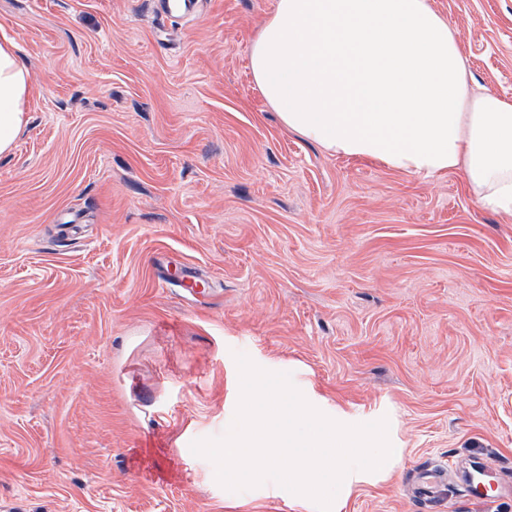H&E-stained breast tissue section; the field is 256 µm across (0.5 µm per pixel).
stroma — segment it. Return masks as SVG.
I'll return each mask as SVG.
<instances>
[{
  "label": "stroma",
  "instance_id": "stroma-1",
  "mask_svg": "<svg viewBox=\"0 0 512 512\" xmlns=\"http://www.w3.org/2000/svg\"><path fill=\"white\" fill-rule=\"evenodd\" d=\"M512 100V0H431ZM275 0H0L31 77L0 157V512H317L234 493L235 354L343 424L388 418L398 466L344 512H512V218L464 174L328 154L256 88ZM483 465L492 497L462 472Z\"/></svg>",
  "mask_w": 512,
  "mask_h": 512
}]
</instances>
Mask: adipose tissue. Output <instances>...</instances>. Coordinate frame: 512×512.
Returning <instances> with one entry per match:
<instances>
[{"mask_svg":"<svg viewBox=\"0 0 512 512\" xmlns=\"http://www.w3.org/2000/svg\"><path fill=\"white\" fill-rule=\"evenodd\" d=\"M250 68L282 124L329 154L424 176L459 168L478 202L512 215V100L475 88L430 0H275ZM29 91L14 42H0V156Z\"/></svg>","mask_w":512,"mask_h":512,"instance_id":"ef3b65f1","label":"adipose tissue"}]
</instances>
